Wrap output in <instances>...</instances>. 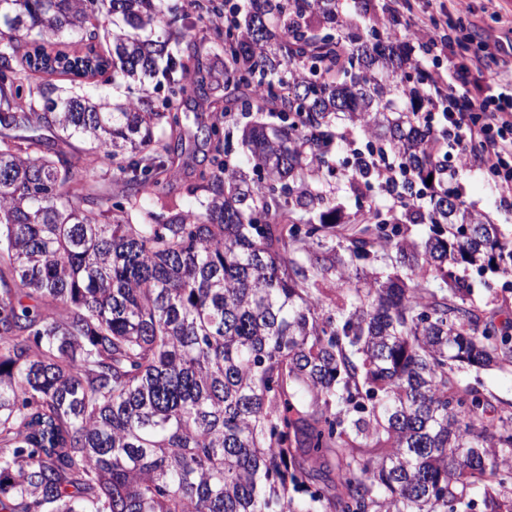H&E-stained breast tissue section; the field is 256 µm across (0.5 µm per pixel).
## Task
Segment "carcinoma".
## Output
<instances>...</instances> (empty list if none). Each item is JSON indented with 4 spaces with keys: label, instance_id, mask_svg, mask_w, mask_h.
Returning a JSON list of instances; mask_svg holds the SVG:
<instances>
[{
    "label": "carcinoma",
    "instance_id": "cac0c4a2",
    "mask_svg": "<svg viewBox=\"0 0 512 512\" xmlns=\"http://www.w3.org/2000/svg\"><path fill=\"white\" fill-rule=\"evenodd\" d=\"M254 2L205 57L147 32L164 0H0V512H472L471 487L512 512V412L476 426L481 393L456 375L512 363V334L455 273L511 277L512 239L448 200L428 100L389 117L429 72L337 0ZM106 72L162 76L163 110L52 80ZM221 78L240 93L222 106ZM187 94L214 112L213 156L169 204ZM252 103L277 118L242 127L256 181L221 147ZM335 120L378 136L429 209L315 202V163L354 145ZM47 132L129 158L127 204Z\"/></svg>",
    "mask_w": 512,
    "mask_h": 512
}]
</instances>
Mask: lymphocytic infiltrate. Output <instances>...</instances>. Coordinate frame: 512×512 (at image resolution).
<instances>
[{"label": "lymphocytic infiltrate", "instance_id": "1", "mask_svg": "<svg viewBox=\"0 0 512 512\" xmlns=\"http://www.w3.org/2000/svg\"><path fill=\"white\" fill-rule=\"evenodd\" d=\"M495 55L488 41L465 61L449 63L431 75L430 89H441L425 119L448 131V146L459 164L488 166L502 204L512 203V92L482 85Z\"/></svg>", "mask_w": 512, "mask_h": 512}]
</instances>
